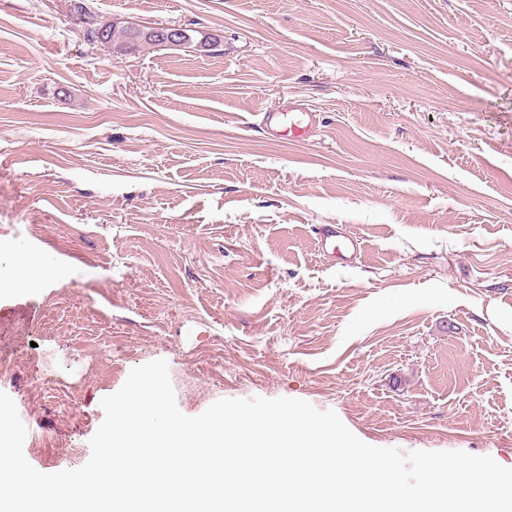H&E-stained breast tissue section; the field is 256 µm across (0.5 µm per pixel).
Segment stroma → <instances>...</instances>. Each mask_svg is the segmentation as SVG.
I'll return each mask as SVG.
<instances>
[{"mask_svg":"<svg viewBox=\"0 0 512 512\" xmlns=\"http://www.w3.org/2000/svg\"><path fill=\"white\" fill-rule=\"evenodd\" d=\"M88 3L221 44L124 53L71 0H0V241L60 272L0 295L28 462L84 465L163 359L189 416L296 398L512 468V0ZM291 106L307 143L261 121ZM317 238L322 251L332 257L348 259L351 252L358 248V240L353 236L341 234L336 224H324L317 232Z\"/></svg>","mask_w":512,"mask_h":512,"instance_id":"stroma-1","label":"stroma"}]
</instances>
